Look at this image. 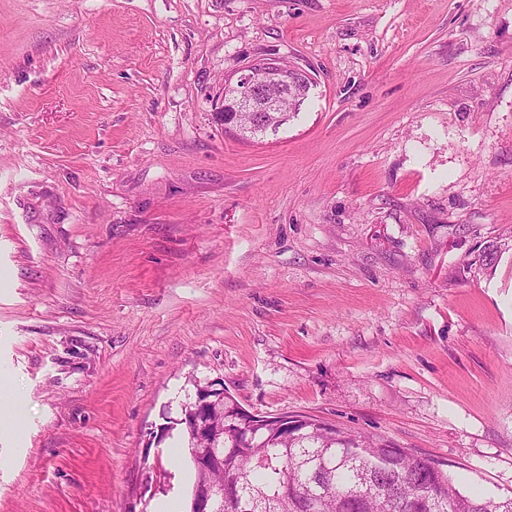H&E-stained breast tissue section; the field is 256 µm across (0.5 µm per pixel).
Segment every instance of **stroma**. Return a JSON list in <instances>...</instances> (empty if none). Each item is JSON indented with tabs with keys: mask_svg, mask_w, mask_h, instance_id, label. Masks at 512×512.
I'll return each instance as SVG.
<instances>
[{
	"mask_svg": "<svg viewBox=\"0 0 512 512\" xmlns=\"http://www.w3.org/2000/svg\"><path fill=\"white\" fill-rule=\"evenodd\" d=\"M0 372V512H183L207 383L511 494L512 0H0ZM288 74L276 61L256 64L236 80L233 90L237 91L234 101V114L242 110L255 112L257 122L264 124L267 116L277 112L275 100L266 97V89L276 86L286 90ZM310 79L305 77L301 83H294L293 86H288V101L284 102V109L288 110V120L286 122H272L266 129L250 134L242 133L237 129V131H239V136H241L242 139H249L259 136L264 137L268 132L276 135L280 127L288 124L290 118H293L296 115L297 111L300 109V106L307 99L312 86V81H310ZM0 398H1V414H0V430L2 426H7L16 431L15 420L6 422L4 419L5 411L13 412L14 407L20 402L17 389L11 385L9 381L3 380L1 373L0 379Z\"/></svg>",
	"mask_w": 512,
	"mask_h": 512,
	"instance_id": "stroma-1",
	"label": "stroma"
}]
</instances>
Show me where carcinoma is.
I'll use <instances>...</instances> for the list:
<instances>
[{
  "label": "carcinoma",
  "instance_id": "1",
  "mask_svg": "<svg viewBox=\"0 0 512 512\" xmlns=\"http://www.w3.org/2000/svg\"><path fill=\"white\" fill-rule=\"evenodd\" d=\"M312 81L288 87L284 109L296 115ZM188 407L167 430L180 429L189 463L209 438L194 430ZM212 425L224 430V472L194 471V483L224 480V497L214 512H512V495L473 497L447 473L409 451L391 457L393 442L342 430L318 419L291 434L272 424L248 427L240 404L224 397V413H212Z\"/></svg>",
  "mask_w": 512,
  "mask_h": 512
}]
</instances>
